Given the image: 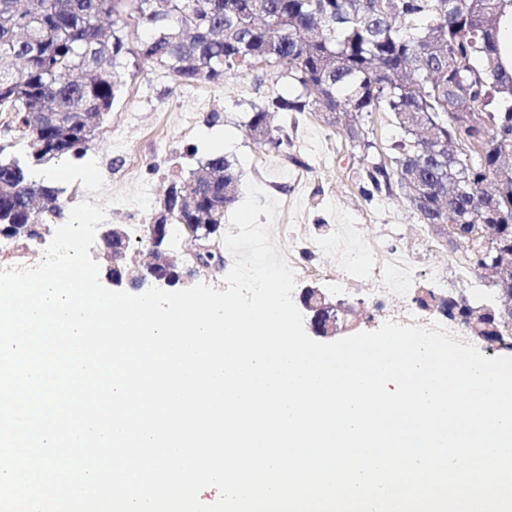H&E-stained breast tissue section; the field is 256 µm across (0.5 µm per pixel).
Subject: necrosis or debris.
<instances>
[{"label":"necrosis or debris","instance_id":"obj_1","mask_svg":"<svg viewBox=\"0 0 512 512\" xmlns=\"http://www.w3.org/2000/svg\"><path fill=\"white\" fill-rule=\"evenodd\" d=\"M402 233L401 225L382 224L377 237L369 238L364 225L336 224L330 233L319 236L308 233L304 225L292 224L288 227V261L299 278L328 270L348 303L366 304L381 314L389 313L395 303L402 324L428 327L437 323L458 335L462 343L480 345L479 337L439 311L421 306L412 292L416 278L424 274L437 286L460 284L461 296L472 299L486 293L481 279L450 265L445 254L422 255L417 236L394 258L376 260L374 254L382 240Z\"/></svg>","mask_w":512,"mask_h":512}]
</instances>
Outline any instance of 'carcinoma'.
<instances>
[{
    "label": "carcinoma",
    "instance_id": "1",
    "mask_svg": "<svg viewBox=\"0 0 512 512\" xmlns=\"http://www.w3.org/2000/svg\"><path fill=\"white\" fill-rule=\"evenodd\" d=\"M512 0H0V112L24 142L0 159V230L26 248L36 213L55 214L61 193L34 169L82 158L98 117L111 111L129 58L160 64L183 85L222 83L242 72L287 68L298 94L267 90L268 106L247 130L260 143L290 145L270 122L277 112H320L353 146L374 147L366 122L384 114L397 136L385 162H367L371 197L393 189L476 274L484 238L473 224L497 225L512 255V59L500 26ZM204 183L174 181L191 196L169 227L188 224L190 208L224 223L239 182L224 154L206 161ZM115 247L132 263L150 252L115 227ZM464 297L440 302L450 320L465 319Z\"/></svg>",
    "mask_w": 512,
    "mask_h": 512
}]
</instances>
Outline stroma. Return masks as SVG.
<instances>
[{
    "label": "stroma",
    "instance_id": "obj_1",
    "mask_svg": "<svg viewBox=\"0 0 512 512\" xmlns=\"http://www.w3.org/2000/svg\"><path fill=\"white\" fill-rule=\"evenodd\" d=\"M288 92L287 79L244 72L221 84H178L165 68L128 65L111 112L100 123L86 155L66 159L54 179L63 188L61 220H68L80 192L107 186L129 190L137 182L186 179L220 151L231 161L240 185L257 182L279 202L274 234L288 248V227L308 225L327 232L351 216L356 224H419L396 196L364 199V165L345 132L321 113L307 112L287 123L290 145L281 152L256 143L246 130L251 112L264 106L270 86Z\"/></svg>",
    "mask_w": 512,
    "mask_h": 512
}]
</instances>
